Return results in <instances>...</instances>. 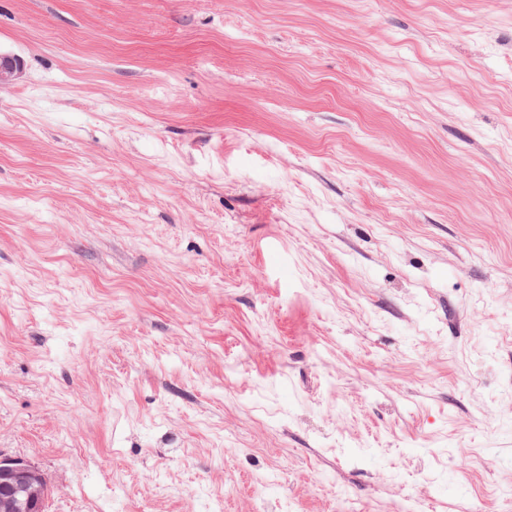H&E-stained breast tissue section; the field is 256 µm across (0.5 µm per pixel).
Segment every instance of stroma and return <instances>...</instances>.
Instances as JSON below:
<instances>
[{
    "mask_svg": "<svg viewBox=\"0 0 512 512\" xmlns=\"http://www.w3.org/2000/svg\"><path fill=\"white\" fill-rule=\"evenodd\" d=\"M0 52L47 512H512V0H0ZM23 72L20 58L0 53V89H4L16 81Z\"/></svg>",
    "mask_w": 512,
    "mask_h": 512,
    "instance_id": "35a3bbf8",
    "label": "stroma"
}]
</instances>
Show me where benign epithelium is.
Segmentation results:
<instances>
[{"mask_svg": "<svg viewBox=\"0 0 512 512\" xmlns=\"http://www.w3.org/2000/svg\"><path fill=\"white\" fill-rule=\"evenodd\" d=\"M23 72L20 58L0 53V89ZM49 490L41 472L31 463L0 455V512H43Z\"/></svg>", "mask_w": 512, "mask_h": 512, "instance_id": "obj_1", "label": "benign epithelium"}]
</instances>
